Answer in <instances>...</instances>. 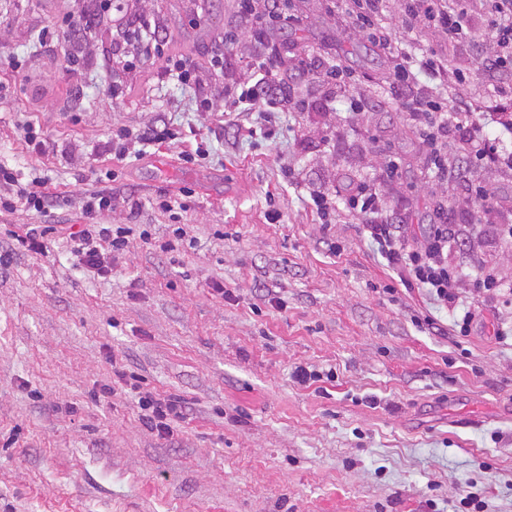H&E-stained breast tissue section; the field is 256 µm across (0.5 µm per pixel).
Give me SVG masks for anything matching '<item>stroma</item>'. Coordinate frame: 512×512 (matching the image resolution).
Instances as JSON below:
<instances>
[{
  "mask_svg": "<svg viewBox=\"0 0 512 512\" xmlns=\"http://www.w3.org/2000/svg\"><path fill=\"white\" fill-rule=\"evenodd\" d=\"M86 6L0 0V166L13 175L0 184L13 203L0 208V512H454L469 492L484 512H512V339L497 340L491 307L472 299L460 343L421 331L416 311L445 329L452 318L424 293H385L392 279L357 220L341 210L326 225L307 204L372 180L416 234L452 202L403 113L356 124L342 99L383 100L392 49L362 38L342 0H290L295 28L272 32L280 74L321 66L298 84L304 109L261 135L251 113L198 109L223 101L254 52L246 36L224 42L236 0H128L165 40L134 71L112 58L123 12L99 18L86 69L62 48L30 50ZM170 57L202 85L168 77ZM334 65L346 89L329 84ZM159 121L169 138L114 159L118 129ZM29 123L45 151L27 145ZM389 152L396 181L382 175ZM29 191L53 203L41 254L15 239L39 221L19 199ZM97 193L111 204L85 213ZM81 224H135L151 239L105 251L97 277L70 253ZM180 224L193 244L161 251ZM452 259L466 278L492 266L512 283V244ZM299 367L334 377L304 385ZM138 387L187 401L173 436L142 420Z\"/></svg>",
  "mask_w": 512,
  "mask_h": 512,
  "instance_id": "stroma-1",
  "label": "stroma"
}]
</instances>
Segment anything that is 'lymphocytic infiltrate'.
<instances>
[{
	"label": "lymphocytic infiltrate",
	"instance_id": "obj_1",
	"mask_svg": "<svg viewBox=\"0 0 512 512\" xmlns=\"http://www.w3.org/2000/svg\"><path fill=\"white\" fill-rule=\"evenodd\" d=\"M238 2L241 28L257 42L264 40L266 30L293 20L286 12L288 0ZM348 2L355 27L368 41L384 46L400 35L439 37V47L397 53L387 97L418 131L426 148L425 166L439 183L457 185L466 205L488 204L491 192L475 180L474 172L492 168L512 175V151L504 152L496 139L484 134L478 106L465 99L460 88L472 78L494 83L496 99L508 107L498 122L512 132V0H403L391 28L386 25L387 0ZM448 47L462 51L466 64L449 67L444 55ZM279 61L276 46L257 54L249 64L252 84L225 87V111L240 112L248 106L258 120L269 123L280 112L300 109L293 84L278 75ZM443 84L449 95L440 92ZM309 206L325 224L341 207L357 217L364 235L406 289L425 292L452 313V337L470 335L475 315L463 304V272L449 259L471 237L472 226L464 214L440 210L417 238L407 223L390 220L383 195L373 183L359 184L341 204L325 193L311 195ZM128 233L121 226L86 225L72 235L77 264L90 273L106 274L101 244L121 250ZM138 405L151 429L163 437L172 435L173 422L185 418L188 409L185 400L160 399L148 391L140 393Z\"/></svg>",
	"mask_w": 512,
	"mask_h": 512
}]
</instances>
